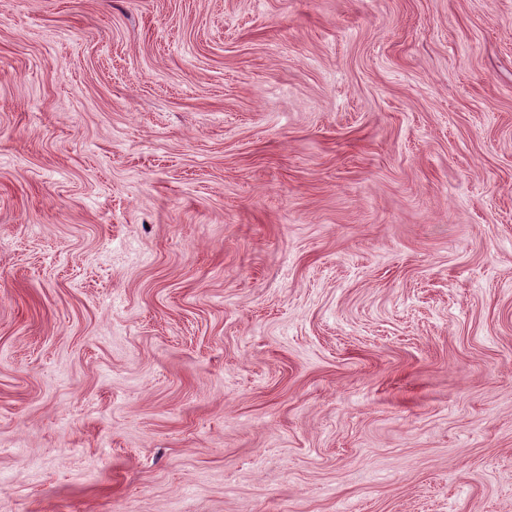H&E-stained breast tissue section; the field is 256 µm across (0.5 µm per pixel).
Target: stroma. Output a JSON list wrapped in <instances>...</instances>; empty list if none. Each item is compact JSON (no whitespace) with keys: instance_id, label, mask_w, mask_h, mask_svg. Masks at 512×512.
Returning <instances> with one entry per match:
<instances>
[{"instance_id":"obj_1","label":"stroma","mask_w":512,"mask_h":512,"mask_svg":"<svg viewBox=\"0 0 512 512\" xmlns=\"http://www.w3.org/2000/svg\"><path fill=\"white\" fill-rule=\"evenodd\" d=\"M0 512H512V0H0Z\"/></svg>"}]
</instances>
